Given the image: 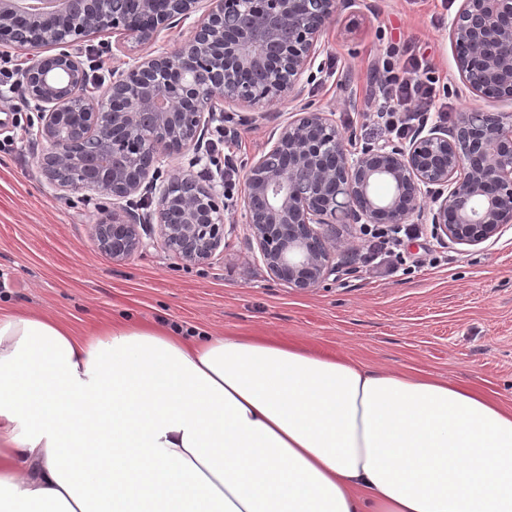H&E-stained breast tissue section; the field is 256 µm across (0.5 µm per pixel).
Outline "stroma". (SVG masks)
I'll return each instance as SVG.
<instances>
[{
	"label": "stroma",
	"mask_w": 512,
	"mask_h": 512,
	"mask_svg": "<svg viewBox=\"0 0 512 512\" xmlns=\"http://www.w3.org/2000/svg\"><path fill=\"white\" fill-rule=\"evenodd\" d=\"M459 6L460 0H361L329 25L315 78L302 82L298 102L272 107L256 125L244 123L245 108L226 107L237 185L224 206L223 248L196 264L157 244L153 224L142 233L143 248L112 261L92 235L93 224L112 212L111 196L49 184L38 164L39 112H32V125H22L0 102V138L15 140L13 152L0 153V306L48 312L81 334L130 317L276 336L373 369L476 387L512 405V231L478 247L424 231L405 251L414 258L429 249L438 265H400L379 276L362 258L358 225L347 224L337 252L341 272L309 292L274 279L248 239L243 182L271 130L303 104L335 112L356 146L374 142L370 125L385 91L389 46L422 58L447 79L450 118L469 108L512 113V100L472 93L457 72L448 26ZM76 49L85 69L96 72L92 94L113 70L132 63V50H118L108 32Z\"/></svg>",
	"instance_id": "1"
}]
</instances>
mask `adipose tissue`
I'll return each mask as SVG.
<instances>
[{
  "mask_svg": "<svg viewBox=\"0 0 512 512\" xmlns=\"http://www.w3.org/2000/svg\"><path fill=\"white\" fill-rule=\"evenodd\" d=\"M111 453L108 468L91 465ZM512 512V408L271 336L0 307V512Z\"/></svg>",
  "mask_w": 512,
  "mask_h": 512,
  "instance_id": "obj_1",
  "label": "adipose tissue"
}]
</instances>
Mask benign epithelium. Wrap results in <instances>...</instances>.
Here are the masks:
<instances>
[{"label":"benign epithelium","mask_w":512,"mask_h":512,"mask_svg":"<svg viewBox=\"0 0 512 512\" xmlns=\"http://www.w3.org/2000/svg\"><path fill=\"white\" fill-rule=\"evenodd\" d=\"M35 14L24 0H0V46L35 49L25 93L41 112L45 177L64 190L106 193L118 207L93 225L116 262L143 246L130 209L160 150L198 144L224 104L256 110L295 100L329 23L358 0H56ZM199 14L175 50L143 53L112 83L88 93L72 52L110 30L142 47L177 21ZM468 89L512 100V0H461L448 27ZM55 49L45 55L41 48ZM271 146L244 181L250 237L269 273L307 292L336 275V218L404 224L427 212L439 240L479 246L512 229V113L463 111L451 128L421 126L400 144L351 149L332 113L300 109L270 135ZM388 192L379 196L377 184ZM222 193L190 172L172 177L154 214L164 248L187 263L224 242Z\"/></svg>","instance_id":"obj_1"}]
</instances>
